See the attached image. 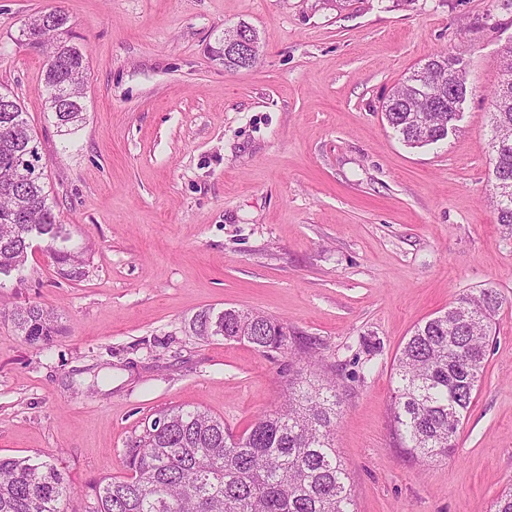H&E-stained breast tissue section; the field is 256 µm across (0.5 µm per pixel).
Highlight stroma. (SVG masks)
Instances as JSON below:
<instances>
[{"instance_id": "obj_1", "label": "stroma", "mask_w": 512, "mask_h": 512, "mask_svg": "<svg viewBox=\"0 0 512 512\" xmlns=\"http://www.w3.org/2000/svg\"><path fill=\"white\" fill-rule=\"evenodd\" d=\"M58 8L90 60L72 136L44 110L42 56L16 41ZM243 23L258 61L224 70L206 47ZM510 46L512 0H0V89L88 260L63 279L38 243L0 279V456L54 458L68 512H88L154 419L199 408L242 433L309 358L337 391L356 512H494L512 489V234L486 143ZM444 50L471 86L462 119L407 147L381 106ZM488 287L503 303L457 448L421 463L391 417L394 360L415 325ZM27 304L55 312L48 346L11 323ZM210 307L283 321L287 350L199 339Z\"/></svg>"}]
</instances>
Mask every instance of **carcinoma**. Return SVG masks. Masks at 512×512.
<instances>
[{"instance_id": "carcinoma-1", "label": "carcinoma", "mask_w": 512, "mask_h": 512, "mask_svg": "<svg viewBox=\"0 0 512 512\" xmlns=\"http://www.w3.org/2000/svg\"><path fill=\"white\" fill-rule=\"evenodd\" d=\"M16 41L44 58L46 109L63 136L75 133L87 112L89 61L63 10L33 15ZM458 59L428 57L382 105L389 127L409 147L448 137L470 85L459 72L448 90V70ZM488 153L497 221L512 227V72L491 93ZM35 132L17 99L0 92V277L21 271L33 243L58 273L80 281L84 251L71 245L45 190ZM502 301L482 288L458 298L443 313L414 327L395 364L391 414L404 447L424 461L448 455L481 382L488 331ZM19 335L42 347L58 332L53 312L38 305L11 313ZM203 339L244 340L256 348L285 350L288 327L259 313L207 309L192 322ZM317 370L288 380L283 406L257 416L240 435L199 409L173 408L152 422L127 453L126 477L98 481L94 512H355L345 463L336 453V391ZM72 489L58 467L28 457L0 458V512H66Z\"/></svg>"}]
</instances>
